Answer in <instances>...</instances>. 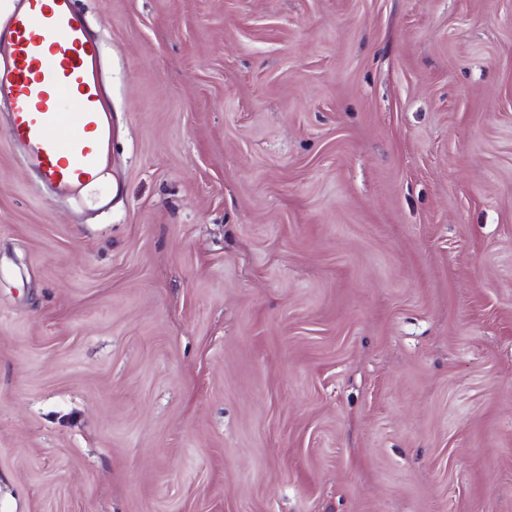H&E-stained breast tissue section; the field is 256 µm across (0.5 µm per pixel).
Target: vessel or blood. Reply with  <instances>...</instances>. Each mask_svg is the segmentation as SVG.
I'll return each instance as SVG.
<instances>
[{
  "label": "vessel or blood",
  "mask_w": 512,
  "mask_h": 512,
  "mask_svg": "<svg viewBox=\"0 0 512 512\" xmlns=\"http://www.w3.org/2000/svg\"><path fill=\"white\" fill-rule=\"evenodd\" d=\"M99 46L79 0H15L0 22L7 135L43 184L77 194L102 173L110 134Z\"/></svg>",
  "instance_id": "b4317fda"
}]
</instances>
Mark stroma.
Listing matches in <instances>:
<instances>
[{
  "label": "stroma",
  "mask_w": 512,
  "mask_h": 512,
  "mask_svg": "<svg viewBox=\"0 0 512 512\" xmlns=\"http://www.w3.org/2000/svg\"><path fill=\"white\" fill-rule=\"evenodd\" d=\"M111 181L0 112V512H512V0H81Z\"/></svg>",
  "instance_id": "stroma-1"
}]
</instances>
